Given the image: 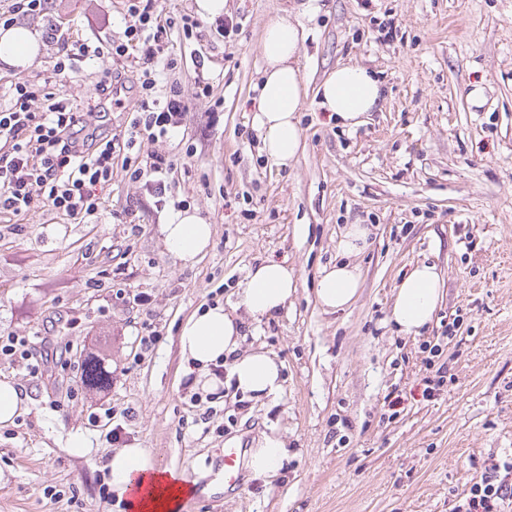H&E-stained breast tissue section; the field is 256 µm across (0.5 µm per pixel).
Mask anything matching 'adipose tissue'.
<instances>
[{
  "label": "adipose tissue",
  "mask_w": 512,
  "mask_h": 512,
  "mask_svg": "<svg viewBox=\"0 0 512 512\" xmlns=\"http://www.w3.org/2000/svg\"><path fill=\"white\" fill-rule=\"evenodd\" d=\"M301 38L288 15L269 21L261 40L264 69L257 87L253 124L259 133L260 151L271 165L288 167L301 149L298 114L304 86L299 68ZM38 58L37 39L29 29L10 27L0 31V62L27 69ZM319 105L345 126H357L366 113L375 111L383 95L381 84L360 65H338L318 88ZM160 232L168 250L191 262L205 253L212 242L213 227L195 212L171 210ZM369 229L363 224L345 227L339 241L344 262L325 267L316 282L320 305L336 311L350 305L362 284L356 265L350 261L366 245ZM444 280L436 265H415L398 284L391 316L400 331L414 335L427 326L442 298ZM297 289V277L286 262L273 259L259 263L239 281L233 311L209 307L192 314L181 325L180 353L188 371L203 377V386L213 390L210 375L216 361L228 365L227 380L237 390L254 396H273L282 388V365L264 350L240 352L245 325L282 310ZM107 467L110 488L126 501L130 512H178L190 484L173 473L162 472L140 448H121Z\"/></svg>",
  "instance_id": "obj_1"
}]
</instances>
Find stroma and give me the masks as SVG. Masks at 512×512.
<instances>
[{
  "instance_id": "obj_1",
  "label": "stroma",
  "mask_w": 512,
  "mask_h": 512,
  "mask_svg": "<svg viewBox=\"0 0 512 512\" xmlns=\"http://www.w3.org/2000/svg\"><path fill=\"white\" fill-rule=\"evenodd\" d=\"M73 39L122 37L124 0H48ZM228 0L220 36L212 19L196 37H173L172 72L192 95V56L203 52L214 97L187 112L183 140L144 142L145 153L180 154L167 206L187 202L212 224L208 251L186 263L165 247L166 214L141 184L115 169L95 218L84 223L38 208L18 229L0 226V333L55 340L53 378L32 379L0 360V379L28 397V411L0 427V512H129L109 486L112 452L145 449L180 474L192 512H452L456 495L490 461L512 460V0ZM291 11L304 35L299 57L306 96L301 150L271 168L259 150L251 103L271 18ZM392 23V39L380 25ZM369 68L383 87L377 111L348 128L320 108L317 89L337 64ZM123 74L122 105L107 126L123 130L138 94L129 62L80 64L66 92L96 95L103 69ZM134 203L132 233L116 211ZM371 231L358 256L362 288L340 311L317 302L321 267L336 262L345 225ZM274 258L298 288L274 316L251 323L244 348L283 364L277 397L228 388L214 413L191 406L178 347L180 324L201 308L231 305L249 268ZM437 264L444 292L428 328L408 336L391 319L393 293L415 263ZM151 295L150 305L135 301ZM462 324L444 332L454 317ZM163 332L148 354L137 333ZM439 345L449 380L426 393L423 344ZM109 354L110 384L89 389L81 356ZM132 418H124V411ZM111 412L119 439L90 414ZM94 451L69 455L70 433ZM282 438L288 457L267 476L223 483V450Z\"/></svg>"
}]
</instances>
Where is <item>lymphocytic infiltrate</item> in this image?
I'll list each match as a JSON object with an SVG mask.
<instances>
[{"mask_svg": "<svg viewBox=\"0 0 512 512\" xmlns=\"http://www.w3.org/2000/svg\"><path fill=\"white\" fill-rule=\"evenodd\" d=\"M158 0H128L130 21L123 39L90 44L71 40L48 10L47 0H11L0 13V26L16 19L36 22L41 39L53 49V87L19 79L8 89L9 102L0 106V218L20 217L47 207L74 220L99 211L100 192L110 185L113 162L122 159L129 181L141 183L164 208L167 179L177 168L176 156L141 155L146 140L175 133L192 99L210 96L203 57H196V91L186 96L177 84H166L178 60L169 54L172 34L191 39L198 19L188 13L164 15ZM89 57L126 59L139 71V95L128 110L122 133L99 131L94 110H81L66 97L64 87L78 62ZM512 506V463L491 466L474 483L454 512H505Z\"/></svg>", "mask_w": 512, "mask_h": 512, "instance_id": "lymphocytic-infiltrate-1", "label": "lymphocytic infiltrate"}]
</instances>
